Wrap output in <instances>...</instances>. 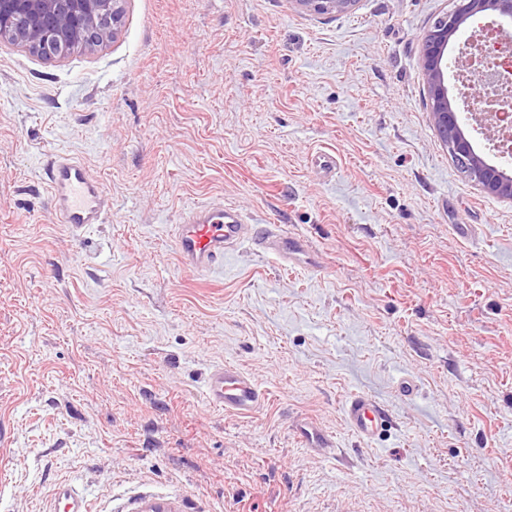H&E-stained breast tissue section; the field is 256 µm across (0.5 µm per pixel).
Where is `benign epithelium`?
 Segmentation results:
<instances>
[{
  "instance_id": "7a95c632",
  "label": "benign epithelium",
  "mask_w": 512,
  "mask_h": 512,
  "mask_svg": "<svg viewBox=\"0 0 512 512\" xmlns=\"http://www.w3.org/2000/svg\"><path fill=\"white\" fill-rule=\"evenodd\" d=\"M122 0H0V39L7 38L45 60L100 45L121 21ZM317 15L344 14L356 0H293ZM422 38L421 62L432 126L457 167L486 194L512 202V176L475 152L463 124L483 118L503 129L512 124V99L497 92L498 73L491 67L468 72L458 89L468 102L459 112L448 92V44L462 28L488 13L512 22V0H456Z\"/></svg>"
}]
</instances>
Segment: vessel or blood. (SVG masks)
<instances>
[{
	"label": "vessel or blood",
	"mask_w": 512,
	"mask_h": 512,
	"mask_svg": "<svg viewBox=\"0 0 512 512\" xmlns=\"http://www.w3.org/2000/svg\"><path fill=\"white\" fill-rule=\"evenodd\" d=\"M46 185L53 200L56 223L67 225L73 236H81L92 224L106 217L103 182L77 159L57 154L49 162ZM180 264L196 276L206 278L224 265L225 255L243 242L287 267L309 265L308 244L299 236L282 233L275 224H254L232 204H204L182 213L173 229ZM207 400L224 411L248 414L265 400L250 374L232 365L210 373L205 386ZM347 425L361 438L375 436L387 420L385 410L372 398L358 394L345 406ZM296 431L310 448H333V440L312 421H301Z\"/></svg>",
	"instance_id": "obj_1"
}]
</instances>
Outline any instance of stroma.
<instances>
[{
  "label": "stroma",
  "instance_id": "obj_1",
  "mask_svg": "<svg viewBox=\"0 0 512 512\" xmlns=\"http://www.w3.org/2000/svg\"><path fill=\"white\" fill-rule=\"evenodd\" d=\"M453 7L123 0L95 49L0 41V512H60L64 483L88 512H512V202L453 162L421 66ZM55 153L106 186L78 238ZM210 202L304 236L315 268L243 244L191 274L173 226ZM227 362L255 412L207 402ZM357 393L390 414L369 441ZM306 12L324 14H344L350 11L356 0H294ZM296 432L308 448L330 450L335 447L333 440L310 420H302L296 426Z\"/></svg>",
  "mask_w": 512,
  "mask_h": 512
}]
</instances>
